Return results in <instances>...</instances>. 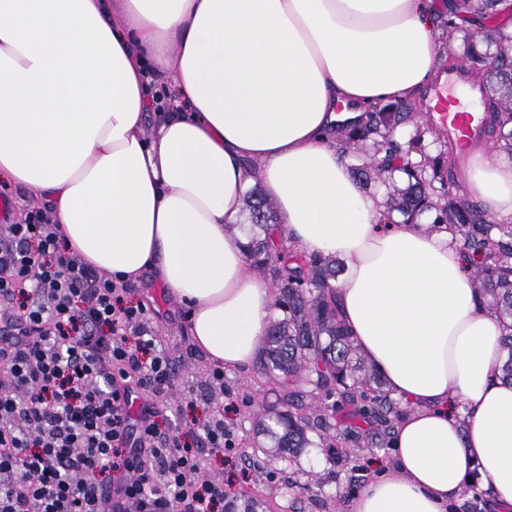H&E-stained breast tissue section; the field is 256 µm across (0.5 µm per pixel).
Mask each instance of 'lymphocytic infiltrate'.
Instances as JSON below:
<instances>
[{
  "label": "lymphocytic infiltrate",
  "mask_w": 512,
  "mask_h": 512,
  "mask_svg": "<svg viewBox=\"0 0 512 512\" xmlns=\"http://www.w3.org/2000/svg\"><path fill=\"white\" fill-rule=\"evenodd\" d=\"M131 292L48 209L0 226V512H238L201 450L239 439L220 417L161 428L175 359Z\"/></svg>",
  "instance_id": "obj_1"
}]
</instances>
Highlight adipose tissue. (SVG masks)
Here are the masks:
<instances>
[{"mask_svg":"<svg viewBox=\"0 0 512 512\" xmlns=\"http://www.w3.org/2000/svg\"><path fill=\"white\" fill-rule=\"evenodd\" d=\"M435 17L432 0H0V180L100 272H152L207 358L252 367L275 313L226 231L249 187L306 254L345 262L340 315L409 405L351 512H448L475 477L512 512L503 326L449 234L389 223L333 139L431 81ZM463 176L512 219V161L478 153Z\"/></svg>","mask_w":512,"mask_h":512,"instance_id":"ef3b65f1","label":"adipose tissue"}]
</instances>
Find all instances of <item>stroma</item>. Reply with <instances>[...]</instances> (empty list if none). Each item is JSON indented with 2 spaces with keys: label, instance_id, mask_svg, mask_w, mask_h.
Listing matches in <instances>:
<instances>
[{
  "label": "stroma",
  "instance_id": "obj_1",
  "mask_svg": "<svg viewBox=\"0 0 512 512\" xmlns=\"http://www.w3.org/2000/svg\"><path fill=\"white\" fill-rule=\"evenodd\" d=\"M132 300L145 303L153 327L177 362L175 405L185 419L204 421L223 413L241 441L237 458L207 457L211 471L224 477V488L237 498L241 512H349L351 501L373 477L335 463V449L312 442L295 457L276 453L257 432V413L277 402L276 382L261 366L228 369L223 389L207 386L211 361L198 351L189 333L186 309L158 281H136Z\"/></svg>",
  "mask_w": 512,
  "mask_h": 512
}]
</instances>
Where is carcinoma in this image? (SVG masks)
Returning a JSON list of instances; mask_svg holds the SVG:
<instances>
[{
	"label": "carcinoma",
	"mask_w": 512,
	"mask_h": 512,
	"mask_svg": "<svg viewBox=\"0 0 512 512\" xmlns=\"http://www.w3.org/2000/svg\"><path fill=\"white\" fill-rule=\"evenodd\" d=\"M508 0H458L453 16L466 15L465 27L448 20V34L461 33V44L447 47L448 60L482 81L489 110L492 149L512 158V29L486 22L505 11ZM412 129L405 142L402 128ZM431 137L437 154L425 149ZM337 144L352 161L359 180L388 184L394 173L407 184L389 195V210L416 224L433 215L427 231H447L458 244L485 308L506 323L507 360L503 378L512 381V222L489 218L481 206L458 191L460 168L455 145L420 121L407 103L375 106L357 124L339 127ZM252 224L263 236L249 245L250 265L278 288L283 317L270 324L264 348L265 372L280 386L278 407L259 415L258 427L272 447L295 455L308 447V432L320 445L359 457L368 448H388L407 407L394 399L380 374L358 353L336 309V280L344 265L315 255L295 266H281L285 239L273 206L254 188L249 194Z\"/></svg>",
	"instance_id": "1"
}]
</instances>
